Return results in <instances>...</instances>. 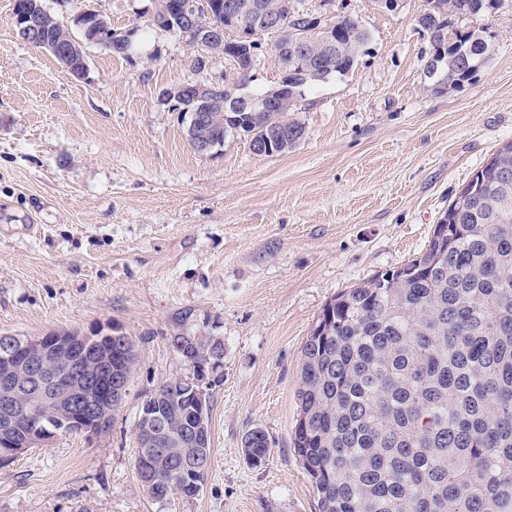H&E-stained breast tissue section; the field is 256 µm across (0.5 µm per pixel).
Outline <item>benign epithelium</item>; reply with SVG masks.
Returning a JSON list of instances; mask_svg holds the SVG:
<instances>
[{"mask_svg":"<svg viewBox=\"0 0 512 512\" xmlns=\"http://www.w3.org/2000/svg\"><path fill=\"white\" fill-rule=\"evenodd\" d=\"M288 16V0L272 5L265 0H226L224 17L236 29L244 32L247 43L240 49L236 64L240 71L249 72L258 67L260 56L254 48L265 42V35L275 32L271 51L276 57L288 55L308 42V30L292 29L280 25ZM13 24L32 40L48 47L49 42L35 29L31 15L26 11L13 14ZM135 28L124 31L108 29L101 33L100 44L113 50H123ZM171 32L188 38L191 45L214 44L221 47L227 27L217 24L209 27L197 25L190 13H185L178 28ZM224 92V80L209 84L193 83L165 89L160 101L193 102L204 100L224 107L226 112H256L260 103L246 95ZM288 81L280 72L269 77L266 94L268 105H278L288 111ZM288 142L280 127L268 129L260 140H250L251 149L269 154ZM101 341L91 344L83 336L57 334L55 336L21 337L0 336V359L5 362V382L0 385V463H8L31 448L40 446L58 432L69 429L99 433L106 428L112 412L122 403L126 394L125 377L113 369L109 353L100 347ZM178 352L194 369V376L177 380L180 397L171 410L162 409L159 398H148L141 406L137 431L154 436L170 434L171 440L182 447L180 465L172 470L178 482L193 484V479L205 468V452L209 444L208 405L201 385L204 368L216 369L221 359L195 347L179 344ZM25 394V401L18 393ZM181 421V433H169L171 418ZM140 475L148 486L160 482L155 455H144Z\"/></svg>","mask_w":512,"mask_h":512,"instance_id":"1","label":"benign epithelium"}]
</instances>
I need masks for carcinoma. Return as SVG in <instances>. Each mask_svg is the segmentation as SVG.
Returning a JSON list of instances; mask_svg holds the SVG:
<instances>
[{
    "instance_id": "1",
    "label": "carcinoma",
    "mask_w": 512,
    "mask_h": 512,
    "mask_svg": "<svg viewBox=\"0 0 512 512\" xmlns=\"http://www.w3.org/2000/svg\"><path fill=\"white\" fill-rule=\"evenodd\" d=\"M210 7L224 22V0H152V24L167 28L186 4ZM444 12L418 17L432 47L426 72L433 89L455 86L486 63L490 46L462 17L484 0H438ZM68 62L84 58L95 18L78 28L45 11L33 15ZM327 53L312 40L324 79L345 75L368 41L357 15L336 18ZM323 83L304 60L288 62V101ZM278 109L240 118L244 133L260 134ZM224 140V113L189 133ZM485 179L481 202L431 239L417 259L339 293L319 317L325 332L302 348L293 450L309 477L317 512H512V146H502L474 175ZM164 463L179 456L169 436L156 438ZM246 455L267 456V435L252 431ZM165 484L155 497L201 490Z\"/></svg>"
}]
</instances>
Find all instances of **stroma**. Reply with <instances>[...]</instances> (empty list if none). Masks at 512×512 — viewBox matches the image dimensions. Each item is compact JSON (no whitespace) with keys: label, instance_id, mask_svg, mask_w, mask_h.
<instances>
[{"label":"stroma","instance_id":"obj_1","mask_svg":"<svg viewBox=\"0 0 512 512\" xmlns=\"http://www.w3.org/2000/svg\"><path fill=\"white\" fill-rule=\"evenodd\" d=\"M361 16L366 55L306 90L288 152L230 136L188 142L163 89L209 83L185 39L149 25L151 0H43L63 24L96 8L138 27L128 55L87 44L86 79L25 42L0 0V334L119 331L137 352L102 433L60 432L0 465V512H315L292 433L302 347L337 293L427 249L461 188L512 141V0L471 17L491 48L459 87L435 92L424 0ZM221 342L207 373L211 458L199 494L153 497L136 469L143 401L190 368L172 339ZM264 430L251 465L244 438Z\"/></svg>","mask_w":512,"mask_h":512}]
</instances>
